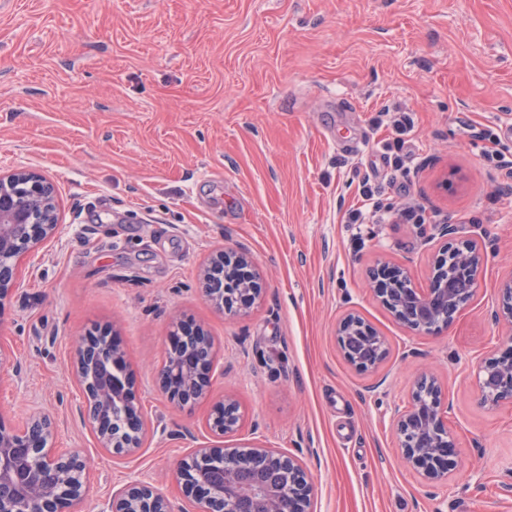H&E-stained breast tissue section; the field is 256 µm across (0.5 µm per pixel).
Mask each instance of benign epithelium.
Listing matches in <instances>:
<instances>
[{"label": "benign epithelium", "instance_id": "1", "mask_svg": "<svg viewBox=\"0 0 512 512\" xmlns=\"http://www.w3.org/2000/svg\"><path fill=\"white\" fill-rule=\"evenodd\" d=\"M58 228L52 182L25 167L0 174V304L21 286L19 260L53 238ZM483 267L484 254L472 243L458 269L466 288L451 287L439 257L425 288L416 287L404 269L383 265L368 275V284L398 323L432 334L448 320V307H465L461 299L474 295ZM260 279L254 258L244 249L215 251L200 273L204 297L217 309L234 313L251 308L260 297ZM493 313L512 332V278L499 288ZM349 336L360 341L368 359L348 362L362 372L377 369L386 358L385 338L355 314L336 327L340 351ZM126 364L125 352L110 335L96 331L79 342L72 373L85 394L84 418L101 447L118 459L136 454L148 433ZM214 368L213 343L198 329L167 351L159 387L179 404L195 402L208 391ZM477 386L485 407L512 405V353L479 361ZM115 403L123 406L118 429ZM241 419L237 400L227 397L214 408L208 426L223 437L236 432ZM393 427L408 467L431 480H441L455 468V439L444 421L441 386L432 375L417 378L411 403L395 413ZM55 429L54 419L40 412L29 415L21 427L0 421V512H78L89 491L86 461L75 449L54 447ZM180 473L183 492L198 512H312L313 477L301 459L276 448H195L181 461ZM103 512L170 510L162 492L135 482L112 494Z\"/></svg>", "mask_w": 512, "mask_h": 512}]
</instances>
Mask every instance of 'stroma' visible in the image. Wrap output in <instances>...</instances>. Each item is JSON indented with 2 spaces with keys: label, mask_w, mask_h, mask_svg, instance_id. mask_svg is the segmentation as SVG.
<instances>
[{
  "label": "stroma",
  "mask_w": 512,
  "mask_h": 512,
  "mask_svg": "<svg viewBox=\"0 0 512 512\" xmlns=\"http://www.w3.org/2000/svg\"><path fill=\"white\" fill-rule=\"evenodd\" d=\"M400 112L404 176L383 149ZM511 128L512 0H0V173L49 179L60 224L0 305L19 367L0 377V420L56 421L57 446L87 458L83 512L135 479L194 512L178 465L219 442L207 422L227 396L242 423L221 442L302 459L313 512H512V406L484 408L467 367L512 344L491 316L512 277L498 166L512 162ZM366 180L424 223H343ZM470 241L485 255L479 285L437 334H413L365 286L385 262L426 287L441 250ZM222 247L247 249L262 272L246 314L201 294ZM350 312L387 340L376 371L338 348ZM180 323L203 327L218 358L191 405L158 385ZM100 327L150 424L121 463L71 377L79 340ZM426 367L457 444L441 482L404 466L392 426Z\"/></svg>",
  "instance_id": "35a3bbf8"
}]
</instances>
